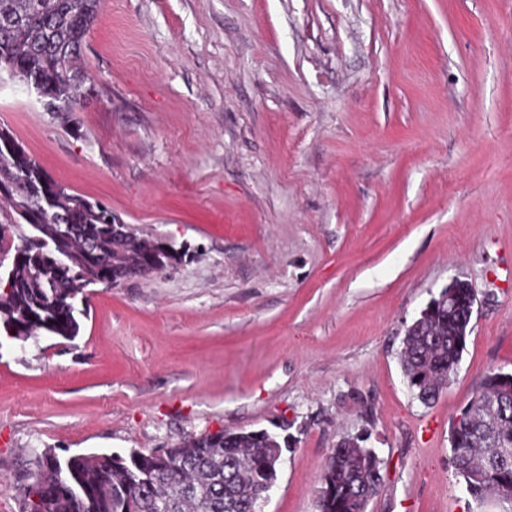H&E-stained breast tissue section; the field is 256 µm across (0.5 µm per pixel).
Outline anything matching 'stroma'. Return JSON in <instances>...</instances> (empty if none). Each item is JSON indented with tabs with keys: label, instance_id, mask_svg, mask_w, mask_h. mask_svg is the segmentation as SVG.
I'll use <instances>...</instances> for the list:
<instances>
[{
	"label": "stroma",
	"instance_id": "35a3bbf8",
	"mask_svg": "<svg viewBox=\"0 0 512 512\" xmlns=\"http://www.w3.org/2000/svg\"><path fill=\"white\" fill-rule=\"evenodd\" d=\"M80 112L0 84V125L69 191L186 262L89 286L74 341L0 345V512L34 452L145 453L287 422L263 512H316L341 437L384 460L367 512L476 507L448 431L512 371V0H103ZM481 305L430 406L408 325Z\"/></svg>",
	"mask_w": 512,
	"mask_h": 512
}]
</instances>
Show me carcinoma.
<instances>
[{"mask_svg":"<svg viewBox=\"0 0 512 512\" xmlns=\"http://www.w3.org/2000/svg\"><path fill=\"white\" fill-rule=\"evenodd\" d=\"M101 0H0V66L11 79L35 88L47 112H78L90 92L80 67L86 35ZM118 217L106 206L68 191L31 158L10 130L0 127V333L75 339L86 309L87 278L112 285L127 266L160 270L182 261L161 241L112 237ZM56 224L79 234L61 240L71 272L42 250L37 236ZM469 288L459 289L453 312L447 290L405 330L400 362L409 391L434 403L456 375L467 338ZM338 442L319 475L317 512H367L382 489L383 462L367 446ZM451 462L479 506L492 500L512 512V372L492 371L451 423ZM290 435L266 429L221 430L189 437L162 456L55 452L34 455L21 492L20 512H261L263 481L277 476L273 449H290Z\"/></svg>","mask_w":512,"mask_h":512,"instance_id":"obj_1","label":"carcinoma"}]
</instances>
